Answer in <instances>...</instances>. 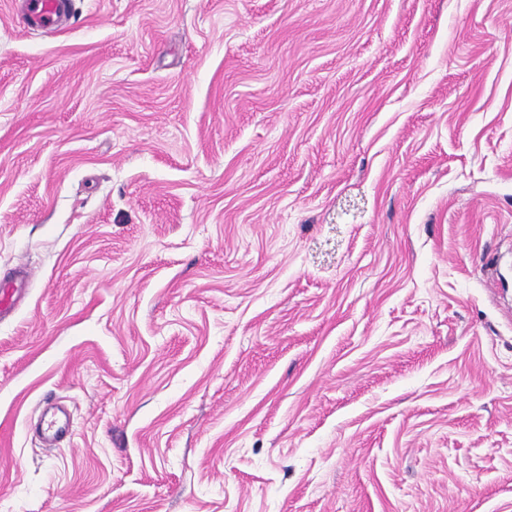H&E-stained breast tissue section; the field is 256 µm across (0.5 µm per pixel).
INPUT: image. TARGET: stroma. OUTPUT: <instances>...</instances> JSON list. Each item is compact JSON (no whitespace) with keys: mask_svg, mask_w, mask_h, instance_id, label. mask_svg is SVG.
Segmentation results:
<instances>
[{"mask_svg":"<svg viewBox=\"0 0 512 512\" xmlns=\"http://www.w3.org/2000/svg\"><path fill=\"white\" fill-rule=\"evenodd\" d=\"M18 5L0 512H512V0ZM68 0H25L20 18L25 26L57 29L68 16ZM26 284V275L22 272L16 276L0 281V317L8 314L17 304Z\"/></svg>","mask_w":512,"mask_h":512,"instance_id":"stroma-1","label":"stroma"}]
</instances>
